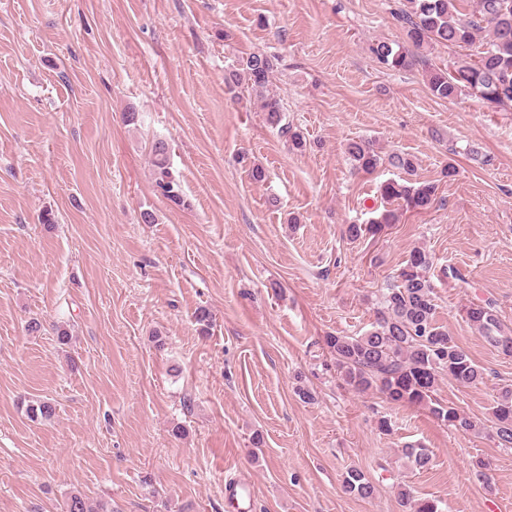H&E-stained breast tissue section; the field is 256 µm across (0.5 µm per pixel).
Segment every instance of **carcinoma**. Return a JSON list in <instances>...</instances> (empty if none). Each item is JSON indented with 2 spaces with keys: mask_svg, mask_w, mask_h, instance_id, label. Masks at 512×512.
Wrapping results in <instances>:
<instances>
[{
  "mask_svg": "<svg viewBox=\"0 0 512 512\" xmlns=\"http://www.w3.org/2000/svg\"><path fill=\"white\" fill-rule=\"evenodd\" d=\"M460 0H401L392 11L393 19L405 32V43L378 41L370 51L384 67L394 70L421 68L430 93L440 100H452L466 92L480 94L479 100L494 112H512V0H475L472 12L459 10ZM439 43L462 50L450 66H439L418 53L426 44ZM279 58L254 51L241 58L225 76L228 90L241 86L254 94L266 122L278 129L286 143L296 149L305 146L302 135L283 122L280 99L268 93L270 76ZM156 190L168 200L183 202L180 183L167 164L168 146L160 141L152 149ZM352 170L372 173L383 164L399 170V179L381 185V196L399 202L408 210H427L437 200V186L412 179L416 163L406 153L382 157L375 141L360 139L347 147ZM400 211L385 209L366 224H349L346 234L358 239L374 235L386 224H397ZM434 261L421 247L413 248L382 292L370 328L357 336L329 334L324 345L331 354L336 375L344 386L358 395H376L400 405H421L439 422L458 433H469L478 422L468 413L438 397L440 382L467 387L484 382V369L461 348L436 317L434 286L430 272ZM465 321L498 352L512 356V329L500 319L496 304L487 300L463 308ZM32 421L45 422L55 415V405L37 399L26 406ZM492 435L497 446L512 449V385L501 387L492 407ZM411 464L424 469L431 452L422 446L402 449ZM347 492L361 498L373 495L374 488L356 469L344 478ZM402 512H441L433 500L416 498L410 486L399 484ZM65 512H114L112 504L92 506L75 494L66 501Z\"/></svg>",
  "mask_w": 512,
  "mask_h": 512,
  "instance_id": "cac0c4a2",
  "label": "carcinoma"
}]
</instances>
